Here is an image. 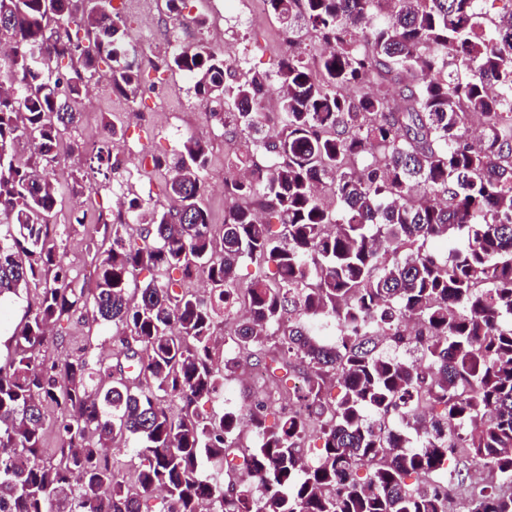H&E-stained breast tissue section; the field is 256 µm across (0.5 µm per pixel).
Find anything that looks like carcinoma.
Segmentation results:
<instances>
[{"label": "carcinoma", "mask_w": 512, "mask_h": 512, "mask_svg": "<svg viewBox=\"0 0 512 512\" xmlns=\"http://www.w3.org/2000/svg\"><path fill=\"white\" fill-rule=\"evenodd\" d=\"M266 2L288 38L274 69L237 77L203 45L164 60L224 102L213 116L243 142L225 160L222 228L203 205L209 145L191 135L151 157L172 205L128 198L138 236L120 221L89 240L87 292L50 239L62 199L49 174L100 64L136 102V50L110 0H55L54 32L47 0H0V301L36 295L0 354V512H456L460 493L468 512H512V7ZM304 26L328 46L313 62ZM395 72L414 79L404 107L340 93ZM270 87L274 138L256 112ZM90 164L112 172L108 141ZM448 240L443 259L434 244ZM244 259L259 263L245 287ZM201 272L205 298L186 287ZM80 309L112 324L119 353L39 359ZM307 318L335 325V341ZM244 356L271 390L277 371L303 372L296 408L271 424L263 399L204 409ZM47 404L57 459L42 447ZM246 431L242 490L229 456ZM129 441L132 486L112 455Z\"/></svg>", "instance_id": "1"}]
</instances>
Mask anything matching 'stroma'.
I'll use <instances>...</instances> for the list:
<instances>
[{"label": "stroma", "mask_w": 512, "mask_h": 512, "mask_svg": "<svg viewBox=\"0 0 512 512\" xmlns=\"http://www.w3.org/2000/svg\"><path fill=\"white\" fill-rule=\"evenodd\" d=\"M212 10V0H187L175 29L182 45L192 47L203 43L219 54L226 47H233L237 56L245 58L247 68L260 72L273 69L287 54L288 41L279 20L268 12L253 10L250 0H242L240 13L227 15L218 23L210 19ZM198 15L208 16L206 26L195 24L194 18ZM140 49L155 65L143 70L142 93L137 102L129 103L123 96L113 93L104 81L91 80L79 105L82 120L65 137L66 143L75 145L76 150L69 153L51 176L62 191L70 186L76 172L84 174L86 182L93 186L92 194L82 197L80 202L64 199L52 231L64 254L70 277L79 288L93 286L90 272L96 260L87 244L100 228V212L118 211L117 195L138 196L164 206L169 203L162 191L163 173L149 169L138 178H127L123 163L137 161L141 154H171L192 134L207 139L211 161L204 202L214 227H221L224 222L228 206L224 197V158L233 151L235 143L220 136L222 126L213 117L219 106L197 100L190 80L184 75L160 69L165 53L153 43L142 42ZM109 122L121 125L124 135L111 144L120 166L106 178L90 169L85 153L79 152L78 147L87 142H101ZM76 206L85 212L84 224L71 222V211ZM54 332L58 336L57 343L46 346L41 352L45 362H57L81 350L92 361L112 352L111 345L104 342L105 336L112 333L111 326L92 322L88 315H72L61 321Z\"/></svg>", "instance_id": "obj_1"}]
</instances>
